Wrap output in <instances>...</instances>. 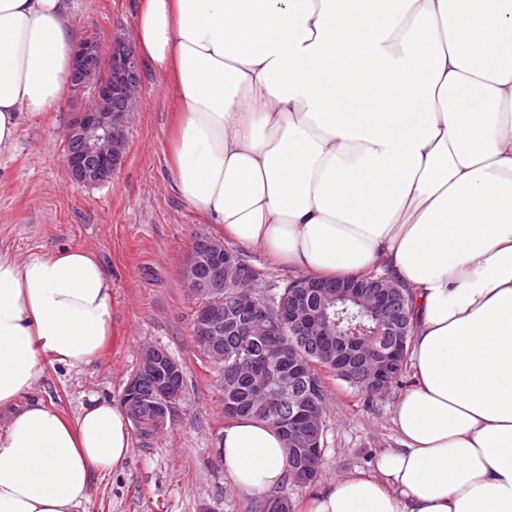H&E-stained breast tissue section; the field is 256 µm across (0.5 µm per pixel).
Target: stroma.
<instances>
[{
  "label": "stroma",
  "instance_id": "obj_1",
  "mask_svg": "<svg viewBox=\"0 0 512 512\" xmlns=\"http://www.w3.org/2000/svg\"><path fill=\"white\" fill-rule=\"evenodd\" d=\"M140 0H66L78 40L109 47L114 36L134 37ZM87 97L67 95L38 117L23 116L16 149L0 159V253L23 260L35 252L79 246L112 276V344L92 365L46 366L33 395L75 417L90 396L120 400L135 373L142 346L163 348L181 363L184 386L158 434L132 431L122 467L94 476L88 512H254L256 498L240 495L216 460L227 426L217 367L197 346L192 321L198 306L182 271L198 237L223 238L219 225L173 188L170 127L175 101L164 78L141 67V94L127 129V153L112 179L84 185L65 164L64 132ZM236 247L256 272L257 293L275 296L298 273L261 250ZM398 384L366 400L345 383L325 377L324 447L318 478L282 484L292 512L310 495L354 470H373L381 454L398 447L395 404L412 384Z\"/></svg>",
  "mask_w": 512,
  "mask_h": 512
}]
</instances>
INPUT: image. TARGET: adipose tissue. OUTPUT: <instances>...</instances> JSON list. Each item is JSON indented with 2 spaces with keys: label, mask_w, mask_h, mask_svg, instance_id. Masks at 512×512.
<instances>
[{
  "label": "adipose tissue",
  "mask_w": 512,
  "mask_h": 512,
  "mask_svg": "<svg viewBox=\"0 0 512 512\" xmlns=\"http://www.w3.org/2000/svg\"><path fill=\"white\" fill-rule=\"evenodd\" d=\"M65 0H0V158L20 114L70 89ZM136 40L177 103L175 190L225 237L338 280L412 295L414 381L375 471L305 512H512V0H141ZM112 277L80 247L0 253V512H79L131 421L90 397L31 400L46 365L98 360ZM218 446L262 496L286 441L240 417Z\"/></svg>",
  "instance_id": "adipose-tissue-1"
}]
</instances>
